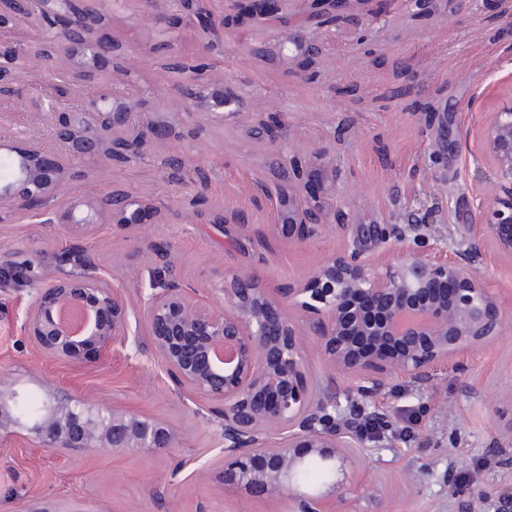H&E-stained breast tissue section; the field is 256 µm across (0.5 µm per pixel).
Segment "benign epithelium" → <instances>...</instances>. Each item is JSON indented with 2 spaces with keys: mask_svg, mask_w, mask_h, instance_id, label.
Here are the masks:
<instances>
[{
  "mask_svg": "<svg viewBox=\"0 0 512 512\" xmlns=\"http://www.w3.org/2000/svg\"><path fill=\"white\" fill-rule=\"evenodd\" d=\"M77 0H0V30L32 26L34 36L14 47L9 66L0 64V98L12 99L9 111L29 108L14 88L32 75V60L47 54L81 53L75 78L97 77L96 62L115 45L96 21L110 0H84L89 10L74 15ZM252 20L269 24L285 0H250ZM334 16L356 10L366 0H312ZM203 68H186L180 85L185 111L175 120L159 119L151 108L140 128L130 126L132 105L110 94L84 97L83 105L64 109L53 98L38 103L47 115L60 114L53 137L66 155L78 160L95 155L112 162L136 159L149 141L169 138L175 124L196 117H233L242 98L224 89V80L199 81ZM246 132L271 151L277 165L292 173L288 195H277L263 181L255 196L276 205L271 231L296 244H307L337 227L336 171L322 170L317 192L304 193L310 176L300 153L278 144L277 125L262 120ZM16 165L0 180V216L24 211L47 216L48 224H71L86 234L109 216L114 224H138L147 205L127 193L59 206L61 164L46 160L42 144H0ZM477 167L488 165L494 192L476 195L473 206L483 217L460 247L421 232L430 214H413L405 224L374 230L384 254L371 257L355 245L329 256L305 281L274 294L252 273L228 271L218 289L224 302L205 305L174 280L158 279V291L140 299L138 323L149 336L150 352L178 386L221 406L224 483L241 486L266 499L288 498L294 512H339L346 501L347 479L366 439L353 416L394 380L419 393L434 386L435 368L481 350L512 330V298L488 285L487 244L512 257V92L499 99L477 134ZM29 263L0 268V278L23 282ZM69 307L90 317L74 334L60 321ZM23 328L39 350L66 363H81L116 347L137 342L131 332L123 287L106 280L93 266L76 276L43 284L24 315ZM323 355L325 382L310 375L309 353ZM27 392L12 384L0 390V423L37 431L49 450L99 448L92 421L105 419L114 448H168L173 435L163 425L122 410H109L86 399L44 405L36 416L17 413ZM316 462L325 478L312 491L298 473ZM512 496L490 483L476 484L459 502V512H481L486 500Z\"/></svg>",
  "mask_w": 512,
  "mask_h": 512,
  "instance_id": "7a95c632",
  "label": "benign epithelium"
}]
</instances>
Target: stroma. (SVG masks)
Returning <instances> with one entry per match:
<instances>
[{
  "instance_id": "1",
  "label": "stroma",
  "mask_w": 512,
  "mask_h": 512,
  "mask_svg": "<svg viewBox=\"0 0 512 512\" xmlns=\"http://www.w3.org/2000/svg\"><path fill=\"white\" fill-rule=\"evenodd\" d=\"M224 29L202 50L191 28L162 36L180 14L179 0H160L146 15L135 0H112L109 30L119 52L99 60L115 93L136 103L183 102L165 69L173 53L206 56L212 75L245 105L235 123L207 118L180 125L174 138L152 142L132 164L85 158L65 163L62 202H79L122 187L161 206L141 223L101 224L91 235L48 225L23 214L0 221V263L33 261L37 273L60 276L91 261L124 286L129 313L149 293L155 271L189 288L204 303L218 302L228 270L253 272L273 291L302 283L322 259L359 241L378 245L371 226L399 224L406 208L430 210L432 237H462L471 223L472 197L491 193L475 176L478 130L499 98L512 90V0H460L429 12L404 0H369L363 10L326 20L308 0H285L274 20L283 35L306 41L325 34L318 58L293 57L282 65L256 53L266 33L225 0H199ZM139 48L135 60L124 59ZM447 107L448 151L433 154L438 127L419 112ZM276 117L279 140L303 147L313 168L335 167L336 206L353 225L296 245L271 234L274 213L257 200L256 180L288 186V172L266 162L246 127ZM53 119L42 112L0 118V140L49 137ZM197 157L204 200L181 208L180 171L168 161ZM241 211L247 227L215 224L212 211ZM33 288L0 284V378L42 400L91 398L109 408L164 422L174 440L154 449L94 448L50 451L30 430L0 429V512H291L282 499L262 500L224 482V439L215 406L178 388L151 354L116 349L80 364L58 362L36 348L23 328ZM371 408L401 436L362 457L359 489L347 512H458L469 474L512 491V335L462 359L439 365L431 394H409L391 381Z\"/></svg>"
}]
</instances>
